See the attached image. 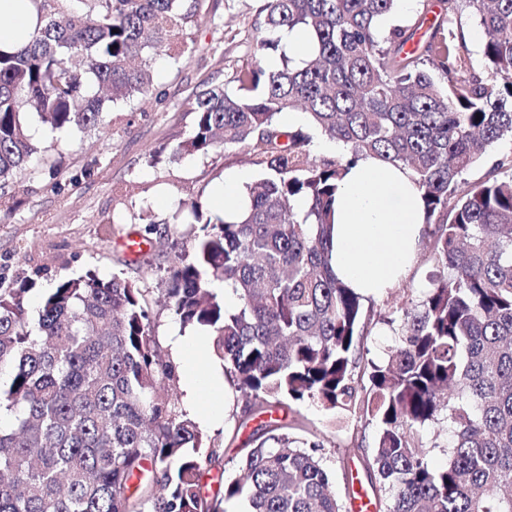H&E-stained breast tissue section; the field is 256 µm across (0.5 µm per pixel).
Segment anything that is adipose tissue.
Listing matches in <instances>:
<instances>
[{"mask_svg": "<svg viewBox=\"0 0 512 512\" xmlns=\"http://www.w3.org/2000/svg\"><path fill=\"white\" fill-rule=\"evenodd\" d=\"M34 25L22 0H0V48L28 38ZM424 230L410 172L374 157L359 160L336 199L337 277L364 298L384 297L410 275Z\"/></svg>", "mask_w": 512, "mask_h": 512, "instance_id": "adipose-tissue-1", "label": "adipose tissue"}]
</instances>
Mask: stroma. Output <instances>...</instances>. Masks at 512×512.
<instances>
[{"label":"stroma","instance_id":"obj_1","mask_svg":"<svg viewBox=\"0 0 512 512\" xmlns=\"http://www.w3.org/2000/svg\"><path fill=\"white\" fill-rule=\"evenodd\" d=\"M261 0H204V9L192 29L193 51L183 64L171 66L156 57L152 65L150 96L108 107L103 129L81 133L54 131L38 116L28 126L53 166L33 159L18 175L17 202L10 214L0 213V285L34 280L30 305L67 275L92 269L101 275L115 272L146 289L156 335L163 354H170V338L181 327L160 302L164 268L172 248H153L136 262L126 263L123 239L127 232L145 231L166 223L176 230L179 250L191 251V227L174 218L178 202L200 201L212 222L222 212L212 205L217 187L229 173H245L249 181L260 176L243 151L226 150L179 159L151 153L173 148L186 138L194 115L195 95L222 81L238 66L251 61L259 27ZM292 417L305 419L323 441L320 450L331 475L332 490L342 503L350 501V478L363 473L364 459L378 434L376 422L364 419L338 429L329 414L313 403L293 406ZM244 405L229 383L203 390L192 418L216 445L235 456L247 431L235 426Z\"/></svg>","mask_w":512,"mask_h":512}]
</instances>
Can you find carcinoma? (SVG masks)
I'll return each mask as SVG.
<instances>
[{"mask_svg": "<svg viewBox=\"0 0 512 512\" xmlns=\"http://www.w3.org/2000/svg\"><path fill=\"white\" fill-rule=\"evenodd\" d=\"M203 0H26L32 38L0 49V210L40 152L26 115L53 130L101 124L106 103L151 94L154 55L177 65ZM485 34L469 61L464 7ZM397 0H263L260 57L191 102L176 158L242 148L261 177L233 220L205 222L192 253L168 259L166 306L209 331L215 357L253 427L233 477L211 494L205 466L224 449L180 406L150 305L119 274L0 287V512H343L298 422L274 413L312 402L339 428L378 425L370 485L387 512H512V156L466 175L512 141V0H416L415 17L381 27ZM313 39L308 58L283 30ZM279 55L280 65L263 63ZM302 110L344 147L310 157L309 134L278 117ZM373 156L409 170L422 191L429 287L384 318L395 342L360 365L365 298L332 265L333 212L349 165ZM306 209H298L299 203ZM235 297L225 302L213 284ZM362 374H356L358 367ZM454 427L448 462L430 463L428 427ZM512 153V142L504 141L497 145L491 152H489L482 161L473 168L468 174L467 178L474 180L481 177L486 171L492 169L496 161L504 154Z\"/></svg>", "mask_w": 512, "mask_h": 512, "instance_id": "cac0c4a2", "label": "carcinoma"}]
</instances>
